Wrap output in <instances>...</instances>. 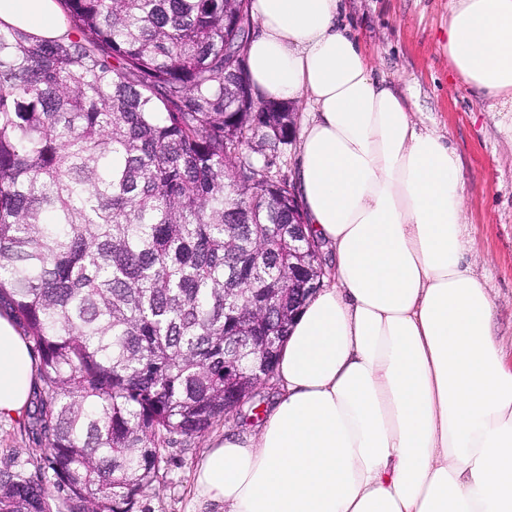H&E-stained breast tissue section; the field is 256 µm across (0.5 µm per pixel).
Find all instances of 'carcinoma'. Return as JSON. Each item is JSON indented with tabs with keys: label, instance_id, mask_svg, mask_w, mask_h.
<instances>
[{
	"label": "carcinoma",
	"instance_id": "carcinoma-1",
	"mask_svg": "<svg viewBox=\"0 0 512 512\" xmlns=\"http://www.w3.org/2000/svg\"><path fill=\"white\" fill-rule=\"evenodd\" d=\"M59 2L65 40L0 28V302L41 360L0 512H138L288 335V103L252 107L250 0Z\"/></svg>",
	"mask_w": 512,
	"mask_h": 512
}]
</instances>
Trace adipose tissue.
<instances>
[{
    "mask_svg": "<svg viewBox=\"0 0 512 512\" xmlns=\"http://www.w3.org/2000/svg\"><path fill=\"white\" fill-rule=\"evenodd\" d=\"M339 0H252L256 94L306 99L297 188L334 251L295 319L279 395L256 429L214 439L190 512H512V364L466 257L462 160L372 76ZM0 22L66 37L57 0H0ZM451 74L512 140V0H450ZM36 361L0 315V418L25 412Z\"/></svg>",
    "mask_w": 512,
    "mask_h": 512,
    "instance_id": "1",
    "label": "adipose tissue"
}]
</instances>
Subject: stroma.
I'll return each mask as SVG.
<instances>
[{"mask_svg":"<svg viewBox=\"0 0 512 512\" xmlns=\"http://www.w3.org/2000/svg\"><path fill=\"white\" fill-rule=\"evenodd\" d=\"M339 23L350 28L373 61L376 79L400 82L420 126L448 137L462 159L468 206L466 236L472 270L495 306L494 332L512 345V142L502 138L487 102L457 81L439 46L448 0H341ZM262 390L238 414L199 438H177L166 452V476L143 500V512H186L196 462L212 438L258 423L274 398ZM28 416L0 420V468L37 452Z\"/></svg>","mask_w":512,"mask_h":512,"instance_id":"35a3bbf8","label":"stroma"}]
</instances>
